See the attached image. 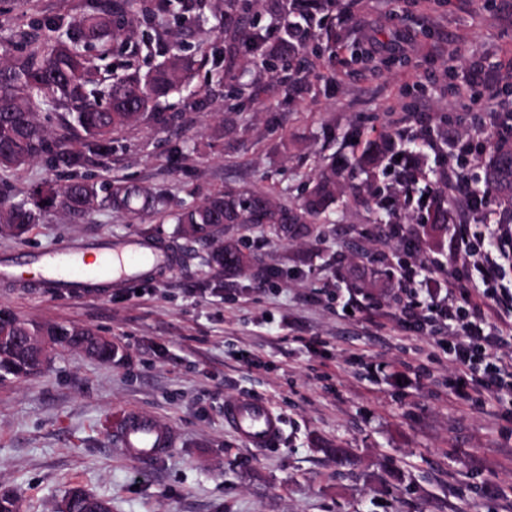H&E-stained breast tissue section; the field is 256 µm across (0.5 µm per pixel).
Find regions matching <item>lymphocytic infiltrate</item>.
<instances>
[{
	"label": "lymphocytic infiltrate",
	"mask_w": 512,
	"mask_h": 512,
	"mask_svg": "<svg viewBox=\"0 0 512 512\" xmlns=\"http://www.w3.org/2000/svg\"><path fill=\"white\" fill-rule=\"evenodd\" d=\"M490 83L512 86V58L500 62L493 69L479 60L470 62L466 76L457 88L458 97L466 103L474 102L473 88ZM475 165L471 141L461 139L456 167L448 175V184L453 195L466 200L470 211L482 213L488 220L492 213L487 209V202L473 190L470 172ZM459 233L461 266L451 278L431 282L426 302L416 301L412 289L413 282L425 271V263L418 260L396 270L401 312L405 326L420 334L426 333L428 327L441 318L455 323L460 336L449 341V356L459 363L463 375L480 373L494 382L500 369L493 362L491 353L499 345L503 330L492 317L499 310L512 309V289L504 284L507 276L512 274V241L488 243L481 238L471 239L464 226L460 227ZM472 270L478 272L484 284L483 299L478 303L473 302L460 286L462 279Z\"/></svg>",
	"instance_id": "1"
}]
</instances>
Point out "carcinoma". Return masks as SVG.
I'll use <instances>...</instances> for the list:
<instances>
[{
    "instance_id": "1",
    "label": "carcinoma",
    "mask_w": 512,
    "mask_h": 512,
    "mask_svg": "<svg viewBox=\"0 0 512 512\" xmlns=\"http://www.w3.org/2000/svg\"><path fill=\"white\" fill-rule=\"evenodd\" d=\"M182 0H90L88 8L66 35L47 37L34 34L27 50L14 64L0 66V171L18 170L41 159L51 167L72 170L88 166L112 154L114 136L147 114L161 100L182 93L190 86L193 71L207 57L209 45L201 41L190 53L182 46L152 70L145 73L123 66L107 80L98 77L97 65L88 56L90 48L108 53L110 42L126 35L115 25L120 15L183 17ZM302 47L283 38L281 47L267 55L271 66L300 53ZM65 102L72 107L63 118L66 134L50 138L37 118L43 105ZM490 158L483 171L484 188L512 201V144L492 141ZM396 155L394 138L381 136L368 143L359 155L346 163L352 176L364 173L369 178L385 160ZM342 172L331 167L322 171L304 201L296 207L275 203L262 194H244L234 189L215 193L202 203L184 208L175 217L178 231L185 237L208 241L215 237L219 224H252L266 227L279 238L309 232L308 225L326 213L336 200L337 180ZM120 212L137 214L157 208L156 195L137 185L112 188L85 177L57 183L31 202L15 203L0 196V225L10 236L21 237L50 209H62L79 221L93 209L100 194ZM459 205L446 193L430 197L425 206L426 223L444 234L455 223ZM245 256L232 245L212 251L209 262L223 271L240 267ZM39 330L55 337L60 345L77 348V331L92 332L82 325H52L23 320L6 308L0 309V372L14 376L27 374V359L20 355L14 337Z\"/></svg>"
}]
</instances>
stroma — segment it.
I'll return each mask as SVG.
<instances>
[{
    "instance_id": "stroma-1",
    "label": "stroma",
    "mask_w": 512,
    "mask_h": 512,
    "mask_svg": "<svg viewBox=\"0 0 512 512\" xmlns=\"http://www.w3.org/2000/svg\"><path fill=\"white\" fill-rule=\"evenodd\" d=\"M291 3L253 0L245 17L188 0L177 25L135 17L133 37L111 46L114 68L145 71L174 43L207 37L216 54L194 74L195 97L162 103L176 125L147 118L126 127L111 155L81 173L140 185L164 205L136 216L102 203L80 223L56 209L22 237L0 235V261L126 236L180 253L175 272L83 297L33 279L0 282V308L89 327L118 349L103 363L61 348L40 373L0 378V488L20 512H53L75 486L110 500L112 512H512V407L493 386L456 397L461 372L441 347L456 326L409 331L388 266L364 260L382 252L391 264L408 261L406 242L417 239L426 261L452 272L456 235L432 236L424 198L440 190L435 173L453 160L457 138L479 134L474 113L457 105L463 68L512 55V23L497 0H342L316 14L320 50L297 68L271 69L245 35L279 46ZM86 5L0 0V64L25 53L21 33L69 28ZM373 40L385 51L370 52ZM227 69L256 99L213 82ZM405 129L418 169L397 213L400 235L385 237L379 214L346 194L309 235L278 241L259 227H225L220 241L247 257L232 274L179 236L175 213L215 192L295 206L321 169ZM69 177L37 160L0 173V189L22 202ZM239 396L281 415L276 449L256 451L225 426L224 403ZM126 410L173 428L171 455L149 467L117 456L112 428ZM336 445L359 466L339 467Z\"/></svg>"
}]
</instances>
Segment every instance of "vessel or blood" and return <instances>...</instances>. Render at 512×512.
<instances>
[{
    "label": "vessel or blood",
    "instance_id": "obj_1",
    "mask_svg": "<svg viewBox=\"0 0 512 512\" xmlns=\"http://www.w3.org/2000/svg\"><path fill=\"white\" fill-rule=\"evenodd\" d=\"M98 252L99 267L82 265L83 254ZM178 262L164 249H150L140 239L127 237L115 241L92 240L50 252L18 255L0 272L15 275L17 270H36L40 280L63 288L80 290L96 279L132 284L155 270L173 272ZM224 423L251 448L268 451L277 446L283 434L281 416L268 404L248 397L224 403ZM175 443L174 431L134 410L125 411L115 425L114 444L124 458L150 465L161 461Z\"/></svg>",
    "mask_w": 512,
    "mask_h": 512
}]
</instances>
